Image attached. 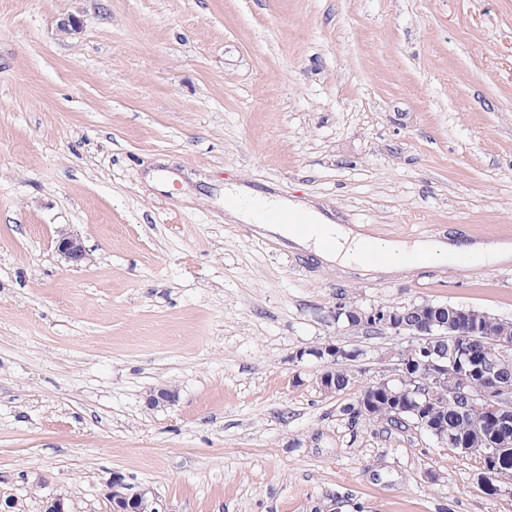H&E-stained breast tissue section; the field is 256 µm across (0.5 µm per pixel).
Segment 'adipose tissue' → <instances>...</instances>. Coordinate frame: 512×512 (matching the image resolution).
<instances>
[{"instance_id":"obj_1","label":"adipose tissue","mask_w":512,"mask_h":512,"mask_svg":"<svg viewBox=\"0 0 512 512\" xmlns=\"http://www.w3.org/2000/svg\"><path fill=\"white\" fill-rule=\"evenodd\" d=\"M312 219L305 231L287 224L277 225L276 233L311 250L319 258L347 268L369 273L389 274L413 265V257L445 263L454 267L475 264H497L512 260V242L477 241L457 243L443 240L413 242L374 238L361 225L334 223L318 210H310ZM384 252L387 262L372 264L366 259L367 249Z\"/></svg>"}]
</instances>
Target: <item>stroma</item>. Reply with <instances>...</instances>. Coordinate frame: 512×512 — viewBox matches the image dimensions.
<instances>
[{
    "label": "stroma",
    "instance_id": "1",
    "mask_svg": "<svg viewBox=\"0 0 512 512\" xmlns=\"http://www.w3.org/2000/svg\"><path fill=\"white\" fill-rule=\"evenodd\" d=\"M230 185L512 240V0H0V499L109 512L119 473L166 512H512L478 454L350 424L410 339L333 315L512 322V263L345 270L246 229ZM327 342L362 351L338 394ZM55 249L76 266L86 259L85 247L77 234L61 233L55 241Z\"/></svg>",
    "mask_w": 512,
    "mask_h": 512
}]
</instances>
